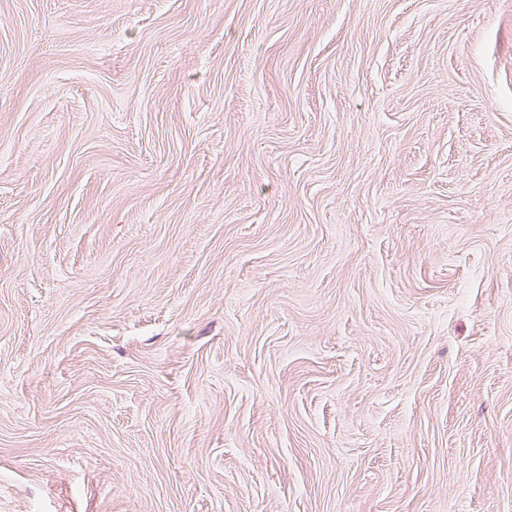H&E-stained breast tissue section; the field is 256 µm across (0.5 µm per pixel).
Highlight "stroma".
<instances>
[{
	"instance_id": "obj_1",
	"label": "stroma",
	"mask_w": 512,
	"mask_h": 512,
	"mask_svg": "<svg viewBox=\"0 0 512 512\" xmlns=\"http://www.w3.org/2000/svg\"><path fill=\"white\" fill-rule=\"evenodd\" d=\"M0 512H512V0H0Z\"/></svg>"
}]
</instances>
